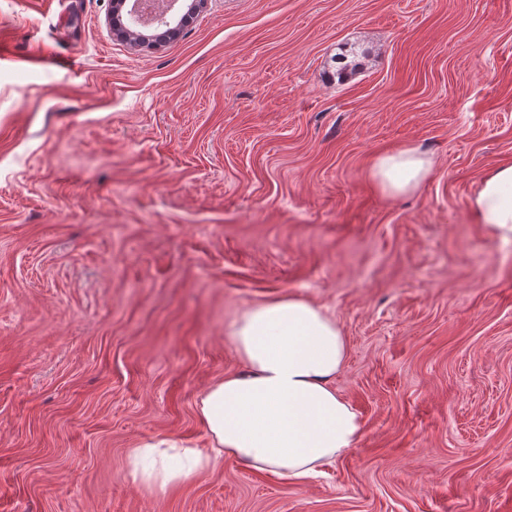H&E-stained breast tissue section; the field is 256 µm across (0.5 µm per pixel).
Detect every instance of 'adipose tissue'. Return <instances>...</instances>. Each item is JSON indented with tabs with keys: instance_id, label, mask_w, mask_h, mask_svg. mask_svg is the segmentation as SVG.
<instances>
[{
	"instance_id": "adipose-tissue-1",
	"label": "adipose tissue",
	"mask_w": 512,
	"mask_h": 512,
	"mask_svg": "<svg viewBox=\"0 0 512 512\" xmlns=\"http://www.w3.org/2000/svg\"><path fill=\"white\" fill-rule=\"evenodd\" d=\"M434 165L406 145L377 156L371 176L389 195L415 191ZM473 223L512 242V163L487 171L469 200ZM227 338L245 372L209 385L197 405L210 453L177 447L164 437L134 448L146 459L152 447L172 449L154 478L159 488L190 480L221 457L300 482L353 448L360 430L351 406L332 380L345 364L346 343L335 318L322 306L281 297L243 311Z\"/></svg>"
}]
</instances>
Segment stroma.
I'll return each mask as SVG.
<instances>
[{
  "label": "stroma",
  "instance_id": "35a3bbf8",
  "mask_svg": "<svg viewBox=\"0 0 512 512\" xmlns=\"http://www.w3.org/2000/svg\"><path fill=\"white\" fill-rule=\"evenodd\" d=\"M110 10L0 0V512H512V243L468 216L512 162V0H208L155 47ZM406 144L434 167L385 195ZM288 296L342 331L354 447L133 480L207 449L228 325ZM434 162L413 145L377 156L371 165V177L388 195L415 191L426 179Z\"/></svg>",
  "mask_w": 512,
  "mask_h": 512
}]
</instances>
